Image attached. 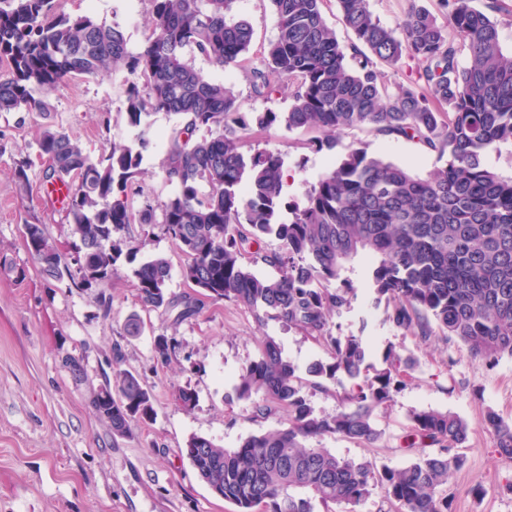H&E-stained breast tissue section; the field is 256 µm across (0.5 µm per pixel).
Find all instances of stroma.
Masks as SVG:
<instances>
[{"mask_svg":"<svg viewBox=\"0 0 512 512\" xmlns=\"http://www.w3.org/2000/svg\"><path fill=\"white\" fill-rule=\"evenodd\" d=\"M70 14H88L119 23L131 48H139L149 33L147 0H61ZM239 17L253 27L252 65L260 50L277 34V16L270 0H239ZM234 85L244 111H286L288 91L271 97L254 94L250 74L238 68L214 71ZM126 72L78 76L50 97L51 120L78 138L90 155H99L106 135L134 138L126 125L122 88ZM109 113L111 125L100 123ZM37 113L0 112V512H239L236 505L215 496L197 477L184 454L191 435H200L227 449L247 436L276 426V419L254 420L251 403L236 397L238 370L260 354V340L280 341L286 357L306 369L326 357L325 349L297 329L274 319L257 321L245 307L230 302H206L195 316L176 321L174 312L143 307L137 300L133 275L141 263L161 254L171 264L169 293L186 295L181 278L184 254L163 233L145 246L124 252L111 278L90 288H69L48 281L27 253L24 224L44 225L67 260H74L67 204L50 194L46 166L39 158ZM153 134L143 149V182L155 202L171 193L159 159L178 117L156 112L147 119ZM307 131L293 133L271 127L259 133L256 145L280 151L293 180L289 200L302 199V185L316 181L347 147L364 143L371 154L428 175L443 166L436 155L414 142L377 134L367 127L344 132L334 150L313 153L305 148ZM28 162V183L15 177L19 162ZM348 276L355 293L349 307L332 315L334 333L359 336L369 348V361L382 368L388 349L415 361L412 378L396 394L379 426L385 432L373 448L339 436L321 445L336 455L366 459L399 469L413 459L399 448L411 410L451 411L469 422L463 450L465 467L449 479L452 512H512V464L496 453L481 413L492 408L512 422V358L488 366L473 361L463 343L438 335L428 342L396 330L385 319V307L374 300L369 267L356 261ZM112 298L110 315H102L99 294ZM138 314L143 331L121 334L127 317ZM175 338L172 360L157 363L156 337ZM121 352V366L136 373L155 399L156 415L133 422L127 435L113 434L100 419L91 399L111 376L110 360ZM78 359L80 377L62 365ZM196 391L197 403L185 410L173 398L175 387Z\"/></svg>","mask_w":512,"mask_h":512,"instance_id":"stroma-1","label":"stroma"}]
</instances>
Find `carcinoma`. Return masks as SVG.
I'll return each instance as SVG.
<instances>
[{
  "mask_svg": "<svg viewBox=\"0 0 512 512\" xmlns=\"http://www.w3.org/2000/svg\"><path fill=\"white\" fill-rule=\"evenodd\" d=\"M151 32L129 48L119 24L59 10L58 0H0V112H49L48 94L78 75L124 70L126 124L134 140L106 139L92 156L69 133L41 126L38 146L50 159L46 177L68 188L71 235L82 253L71 269L42 224L24 225L31 259L49 279L90 288L112 277L129 241L114 234L130 224L144 236L160 225L184 253V282L201 298L249 309L321 343L328 360L308 374L324 390L338 387L335 413L317 415L296 366L272 336L237 375L235 391L252 401V417L279 418L277 426L227 450L193 435L186 454L199 479L239 512H316L337 504L356 512L380 488L394 512H449L450 475L466 457L459 448L470 424L435 409H415L400 447L418 450L401 469L337 456L319 446L326 436L378 444V414L410 379L411 358L390 350L385 367L366 363L358 336H338L332 314L350 304L345 273L360 258L370 262L375 302L386 320L422 342L441 333L459 339L471 358L493 364L512 357V178L486 157L512 143V54L504 52L493 17L503 0H440L445 21L414 4L401 27L385 26L368 0H337L355 41L345 45L323 14L326 0H270L278 32L251 68L255 94L269 97L291 87L284 112H245L234 86L197 69L199 56L214 69L249 62L251 24L236 15L238 0H149ZM422 64L416 77L389 82L379 67L398 71L403 58ZM167 112L182 123L167 139L159 167L174 192L155 208L140 189L142 153L152 136L143 118ZM316 130L306 146L336 148V136L365 125L420 144L446 166L421 177L407 168L350 146L302 200L283 196L285 159L253 147L254 131L273 125ZM275 237L274 251L260 247ZM277 275L264 277L251 267ZM145 307L197 314L200 298L176 297L166 283L170 263L155 255L134 271ZM173 337L154 341L168 362ZM117 396L98 392L92 407L123 436L135 419L155 414L151 394L132 372H113ZM483 422L500 458L512 463V423L488 409Z\"/></svg>",
  "mask_w": 512,
  "mask_h": 512,
  "instance_id": "obj_1",
  "label": "carcinoma"
}]
</instances>
